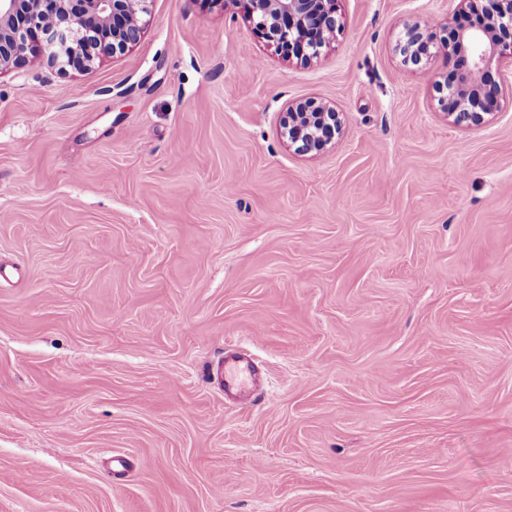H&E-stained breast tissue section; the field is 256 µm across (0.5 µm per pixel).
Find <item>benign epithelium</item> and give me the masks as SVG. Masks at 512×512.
<instances>
[{
	"mask_svg": "<svg viewBox=\"0 0 512 512\" xmlns=\"http://www.w3.org/2000/svg\"><path fill=\"white\" fill-rule=\"evenodd\" d=\"M148 0H0V75L29 65L34 56L63 72L121 52L144 32ZM243 8L255 32L284 55L316 58L342 30L336 0H230ZM472 11L450 38L437 41L419 23L404 25L396 51L403 65L421 66L435 54L448 58L451 81L437 82L440 102L460 127H476L500 105L503 75L512 71V0H472ZM336 108L314 99L288 107L281 130L299 154L319 151L341 130Z\"/></svg>",
	"mask_w": 512,
	"mask_h": 512,
	"instance_id": "obj_1",
	"label": "benign epithelium"
}]
</instances>
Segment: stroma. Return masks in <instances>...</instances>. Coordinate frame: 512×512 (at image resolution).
Returning <instances> with one entry per match:
<instances>
[{
	"instance_id": "obj_1",
	"label": "stroma",
	"mask_w": 512,
	"mask_h": 512,
	"mask_svg": "<svg viewBox=\"0 0 512 512\" xmlns=\"http://www.w3.org/2000/svg\"><path fill=\"white\" fill-rule=\"evenodd\" d=\"M147 7L0 75V512H512V99L454 127L395 52L460 0H338L308 64ZM307 98L342 131L300 155ZM341 126L335 107L305 99L288 107L281 134L298 154L306 155L331 144ZM252 370L248 361L241 358L229 360L224 358V389L245 386L251 379Z\"/></svg>"
}]
</instances>
